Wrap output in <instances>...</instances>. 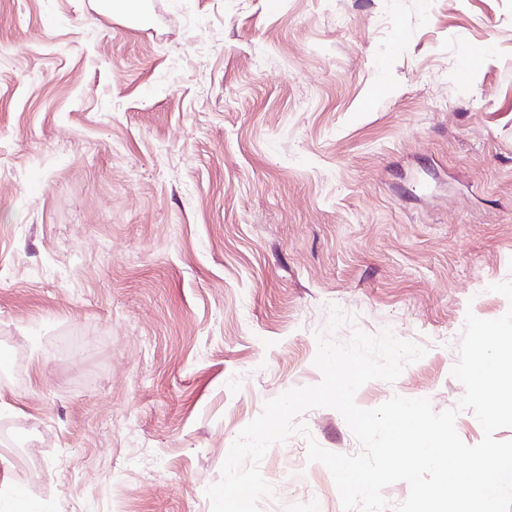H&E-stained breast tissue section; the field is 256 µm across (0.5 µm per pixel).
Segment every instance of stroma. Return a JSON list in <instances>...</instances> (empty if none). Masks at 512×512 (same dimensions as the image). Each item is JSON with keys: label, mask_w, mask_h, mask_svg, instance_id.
Instances as JSON below:
<instances>
[{"label": "stroma", "mask_w": 512, "mask_h": 512, "mask_svg": "<svg viewBox=\"0 0 512 512\" xmlns=\"http://www.w3.org/2000/svg\"><path fill=\"white\" fill-rule=\"evenodd\" d=\"M0 0V383L7 477L44 512H211L319 336L424 349L355 394L435 411L467 313L512 308V0ZM259 512H342L307 441Z\"/></svg>", "instance_id": "35a3bbf8"}]
</instances>
